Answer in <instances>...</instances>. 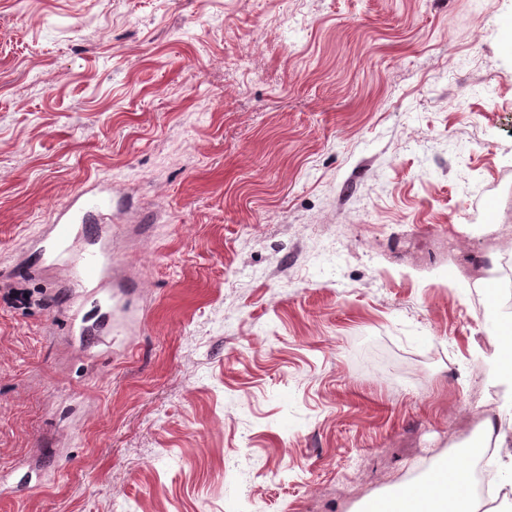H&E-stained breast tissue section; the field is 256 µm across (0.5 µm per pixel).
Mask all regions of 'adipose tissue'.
<instances>
[{"mask_svg":"<svg viewBox=\"0 0 512 512\" xmlns=\"http://www.w3.org/2000/svg\"><path fill=\"white\" fill-rule=\"evenodd\" d=\"M367 512H476L471 475L439 457L422 480L380 499Z\"/></svg>","mask_w":512,"mask_h":512,"instance_id":"adipose-tissue-1","label":"adipose tissue"}]
</instances>
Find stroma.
<instances>
[{"mask_svg": "<svg viewBox=\"0 0 512 512\" xmlns=\"http://www.w3.org/2000/svg\"><path fill=\"white\" fill-rule=\"evenodd\" d=\"M508 24L512 0H0V512H361L460 458L467 406L511 449ZM92 182L130 321L81 348L30 247Z\"/></svg>", "mask_w": 512, "mask_h": 512, "instance_id": "obj_1", "label": "stroma"}]
</instances>
